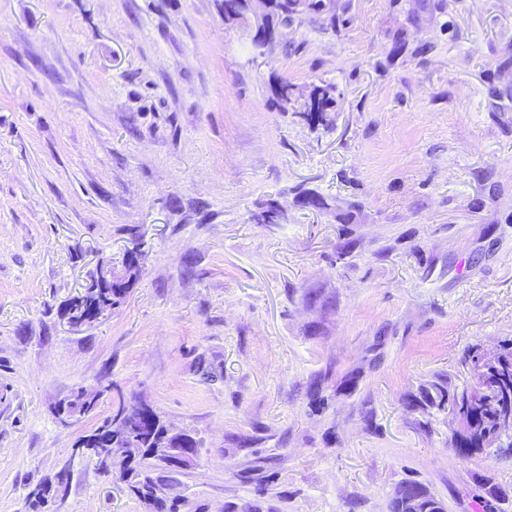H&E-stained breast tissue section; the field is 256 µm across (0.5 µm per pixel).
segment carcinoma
<instances>
[{
  "mask_svg": "<svg viewBox=\"0 0 512 512\" xmlns=\"http://www.w3.org/2000/svg\"><path fill=\"white\" fill-rule=\"evenodd\" d=\"M280 11L268 19L270 26L286 25L295 20H317L322 15L323 0H310L309 11L296 15L291 9V0H279ZM333 87L320 88L313 94L309 111L317 114V119L325 120L324 113L331 111ZM260 224H279L285 217L272 202L265 204L254 215ZM134 284L133 276L110 279L108 266L100 265L89 275V281L81 295L73 297L59 308V313L67 320L88 317L102 307H116L127 297ZM462 365L470 370H481L485 389L478 393L475 385L462 388L450 387L441 382L429 389H423L409 397L414 408L428 410L445 409L451 405L463 412L467 428L460 434H453L452 445L458 448L464 458L483 451L489 444L488 435L497 414L492 404L495 391L492 385L497 383V374H487L484 365L478 359V347H469L462 356ZM84 388L72 392L70 397L59 406L74 413L78 419L93 417L97 414L99 403L86 406ZM108 420L81 435L74 443L77 453L83 455L84 462L98 466L105 473L119 467L118 479L124 485L128 495L137 500L145 512H206V505L192 503L186 498L171 500L158 495V491L180 481L190 470L185 456L189 453L199 455V441L195 435L184 431L171 434V426L150 407H141L138 411L123 418L122 423L107 430ZM69 471L61 469L53 478L40 483L27 495L31 512H43V508L58 494L66 489ZM241 481L254 485L256 495L262 503L246 501V512H283L285 498L276 491L273 481L266 474L260 460L247 465L240 473ZM420 485L416 480H407L396 489L388 503V512H447L443 500L430 492L415 497L408 489ZM484 491V507L494 512L496 503L502 501L499 487L488 478L481 479Z\"/></svg>",
  "mask_w": 512,
  "mask_h": 512,
  "instance_id": "obj_1",
  "label": "carcinoma"
}]
</instances>
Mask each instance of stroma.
I'll return each mask as SVG.
<instances>
[{
    "mask_svg": "<svg viewBox=\"0 0 512 512\" xmlns=\"http://www.w3.org/2000/svg\"><path fill=\"white\" fill-rule=\"evenodd\" d=\"M334 12L260 57L224 0H0V512L92 428L53 414L81 387L105 388L100 417L134 397L196 434L176 492L208 512L254 499L258 457L287 512H388L406 480L481 512L479 475L512 512V458H460L447 412L407 402L512 337V0ZM270 201L286 223L255 221ZM136 244L124 302L63 320ZM47 512L144 509L81 464Z\"/></svg>",
    "mask_w": 512,
    "mask_h": 512,
    "instance_id": "obj_1",
    "label": "stroma"
}]
</instances>
